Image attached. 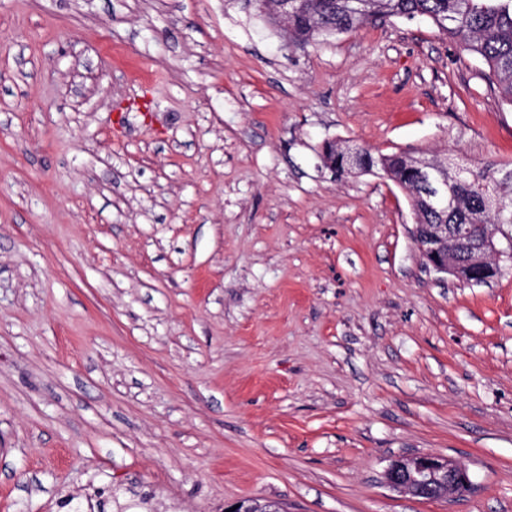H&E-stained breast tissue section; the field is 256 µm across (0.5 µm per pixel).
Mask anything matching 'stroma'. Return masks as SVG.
Instances as JSON below:
<instances>
[{"label":"stroma","mask_w":512,"mask_h":512,"mask_svg":"<svg viewBox=\"0 0 512 512\" xmlns=\"http://www.w3.org/2000/svg\"><path fill=\"white\" fill-rule=\"evenodd\" d=\"M427 21L299 49L252 0H0V512H512V262L425 266L336 139L512 165ZM434 452L474 483H383ZM384 482L395 491L426 501H451L472 487L465 468L433 452L395 458L384 472ZM238 505V508H235ZM234 508L231 512H287L279 503L272 501H262L258 498H247L236 501L225 507L226 510Z\"/></svg>","instance_id":"obj_1"}]
</instances>
